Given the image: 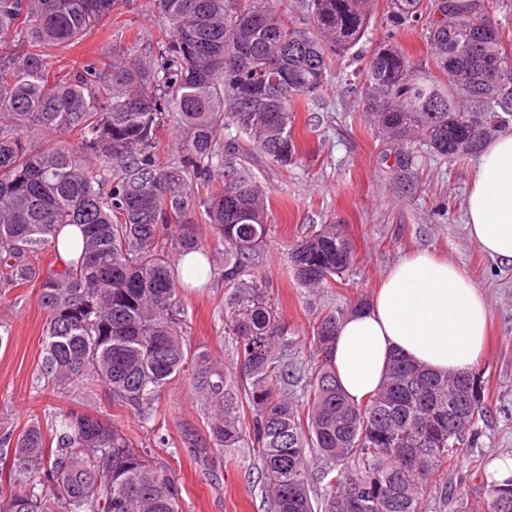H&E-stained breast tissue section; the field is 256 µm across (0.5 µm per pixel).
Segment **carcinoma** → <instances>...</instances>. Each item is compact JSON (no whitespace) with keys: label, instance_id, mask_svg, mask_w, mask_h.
Listing matches in <instances>:
<instances>
[{"label":"carcinoma","instance_id":"cac0c4a2","mask_svg":"<svg viewBox=\"0 0 512 512\" xmlns=\"http://www.w3.org/2000/svg\"><path fill=\"white\" fill-rule=\"evenodd\" d=\"M119 2L0 0V280L39 281L37 387L101 392L154 433L161 393L187 375L211 447L260 461L271 512H427L436 496L448 512V463L473 448L486 410L478 374L397 357L377 393L351 401L332 366L348 312L322 310L303 342L288 335L256 275L267 192L234 159L244 137L272 164L297 162L296 104L327 87L331 56L363 61L342 81L407 189L427 155L480 153L512 125V34L487 33L494 2L447 0L440 18L437 0H387L386 33L365 50L373 0H308L311 28L274 0H153L171 25L160 62L114 49L110 64L50 74L51 50L80 43ZM418 25L427 56L415 61L395 36ZM196 210L224 245L231 373L183 336L184 294L212 273L188 221ZM67 224L83 229L82 256L36 270L30 255ZM190 253L201 260L186 268ZM353 261L339 224L290 252L304 288L348 285ZM182 499L169 464L115 419L54 407L0 434V512H182ZM486 512H512V477L489 485Z\"/></svg>","mask_w":512,"mask_h":512}]
</instances>
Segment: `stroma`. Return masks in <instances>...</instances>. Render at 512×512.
Instances as JSON below:
<instances>
[{
	"label": "stroma",
	"mask_w": 512,
	"mask_h": 512,
	"mask_svg": "<svg viewBox=\"0 0 512 512\" xmlns=\"http://www.w3.org/2000/svg\"><path fill=\"white\" fill-rule=\"evenodd\" d=\"M169 37L168 23L150 0H132L80 47L55 49L50 65L68 70L134 42L140 56L152 59ZM349 64L346 58L332 59L327 89L299 105L294 123L300 148L296 165L283 169L260 153L248 154V166L267 189L270 202V236L258 273L289 334L304 337L321 309H346L356 298L371 297L391 267L412 251L452 258L464 269L488 301V345L475 370L489 410L477 425L473 455L449 470L448 490L467 503L468 512H484L488 466L482 455L512 457V266L484 255L465 230L474 160L455 164L432 158L411 191L403 190L380 163L385 145L353 110L339 79ZM324 224L342 225L353 244L354 264L350 286L316 293L293 281L288 249ZM37 288L33 281L0 295V426H22L30 414L41 413L48 405L114 416L138 445L158 449L167 459L185 487L184 512H265L259 493L252 489L259 462L228 464L223 452L210 449L200 404L186 382L170 385L161 395L166 409L161 432L175 442L172 452L157 448L154 435L139 428L132 412L114 414L103 398L37 391L32 375L40 361L46 321ZM184 336L191 347L231 363L233 350L224 341L220 271H213L204 290L186 297Z\"/></svg>",
	"instance_id": "obj_1"
}]
</instances>
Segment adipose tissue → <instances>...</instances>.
I'll return each instance as SVG.
<instances>
[{"instance_id":"adipose-tissue-1","label":"adipose tissue","mask_w":512,"mask_h":512,"mask_svg":"<svg viewBox=\"0 0 512 512\" xmlns=\"http://www.w3.org/2000/svg\"><path fill=\"white\" fill-rule=\"evenodd\" d=\"M466 218L482 252L512 262V132L484 145ZM487 315L485 295L458 263L414 251L341 321L332 358L339 384L350 400L361 401L380 387L397 355L439 372L470 371L484 352Z\"/></svg>"}]
</instances>
